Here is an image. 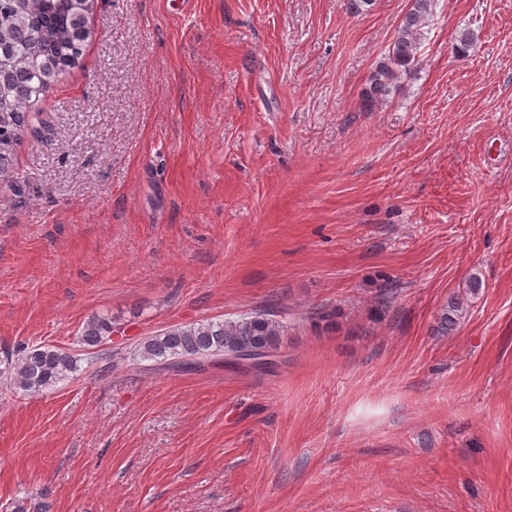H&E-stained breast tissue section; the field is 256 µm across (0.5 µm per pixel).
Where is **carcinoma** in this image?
Wrapping results in <instances>:
<instances>
[{
	"mask_svg": "<svg viewBox=\"0 0 512 512\" xmlns=\"http://www.w3.org/2000/svg\"><path fill=\"white\" fill-rule=\"evenodd\" d=\"M434 0H412L388 54L370 74L364 100L383 101L396 82L415 73L422 30L433 16ZM0 39L14 59V67L0 86V180L14 178L9 167L18 137L38 133V117L30 109L40 95L57 80L63 68L81 54L84 37L71 23L64 0H0ZM464 311L459 299H452L440 313L444 333L456 325ZM287 321L265 311H253L236 319L204 320L173 325L140 342L137 356L157 366L195 370L204 360L230 354L263 350L278 356ZM112 335V322L105 317L90 319L79 342L98 348ZM79 359L46 345L24 346L0 360V386L10 391L36 395L54 389L79 371Z\"/></svg>",
	"mask_w": 512,
	"mask_h": 512,
	"instance_id": "1",
	"label": "carcinoma"
}]
</instances>
